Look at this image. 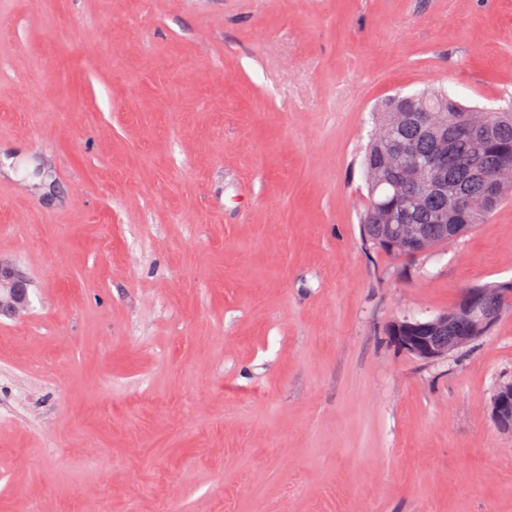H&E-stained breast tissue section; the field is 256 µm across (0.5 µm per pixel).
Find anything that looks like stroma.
<instances>
[{"instance_id":"obj_1","label":"stroma","mask_w":512,"mask_h":512,"mask_svg":"<svg viewBox=\"0 0 512 512\" xmlns=\"http://www.w3.org/2000/svg\"><path fill=\"white\" fill-rule=\"evenodd\" d=\"M428 87L512 103V0H0V512H512V309L387 335L512 282V200L361 241L371 113ZM0 288V312L16 311L27 302V281L15 270L2 264L0 265ZM473 287L464 288L454 306L446 313L423 319L405 317L392 322L389 326L392 342L411 356L430 363L448 359L461 348L473 344L460 353L471 351L474 343L492 330L500 314L485 313L486 304L492 312L503 309L504 302L500 295L491 292L487 298L486 288H498L504 298L507 297L509 305L512 304L511 282ZM444 329H451L455 334L454 341L447 346L436 342V339L448 342L449 332L437 335ZM491 417L503 431H511L512 382L502 381L491 399Z\"/></svg>"}]
</instances>
